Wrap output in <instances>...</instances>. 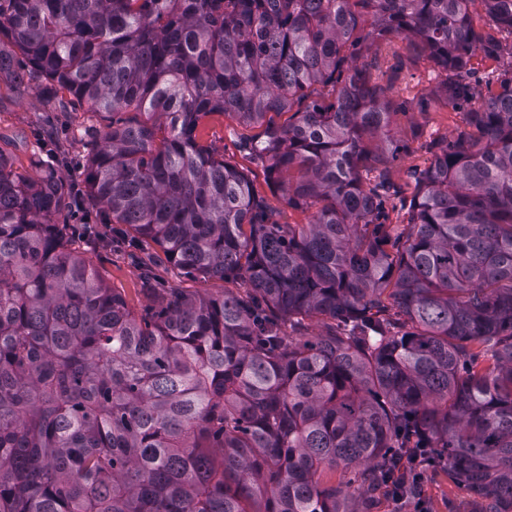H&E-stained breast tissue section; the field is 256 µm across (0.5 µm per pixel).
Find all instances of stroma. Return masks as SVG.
<instances>
[{"mask_svg":"<svg viewBox=\"0 0 512 512\" xmlns=\"http://www.w3.org/2000/svg\"><path fill=\"white\" fill-rule=\"evenodd\" d=\"M356 63L370 84L384 88L396 109L390 135L400 150L381 171L398 190L397 195L384 202L387 221L402 225L409 219L415 178L428 167L435 144L468 134L465 109L449 104L440 88V69L416 39L391 35L367 40L359 48ZM68 98V93L51 88L20 98L10 78L0 76V149L11 156L19 171L36 176L32 160L39 152L38 139L43 135H55L59 150L74 164L84 165L94 152L95 141L89 130L100 125L101 118L88 105H69ZM258 133V128L240 124L230 115L215 114L199 125L197 137L201 144L216 149L226 162L247 174L269 219L281 224L308 223L309 212L292 208L274 192L264 164L250 153L248 146ZM96 220L93 209L65 211L54 218L55 223L67 225L71 248L81 253L136 313L153 306V290L157 287H176L190 294H223L224 282L180 276L165 265L156 266L154 287L146 289L138 267L125 254L95 248L80 238L83 223ZM421 481L420 497L403 502L393 501L385 490L376 491L374 512H475L474 497L454 481L446 468L423 469Z\"/></svg>","mask_w":512,"mask_h":512,"instance_id":"stroma-1","label":"stroma"}]
</instances>
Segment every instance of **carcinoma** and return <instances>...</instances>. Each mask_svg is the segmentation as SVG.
<instances>
[{
	"label": "carcinoma",
	"instance_id": "obj_1",
	"mask_svg": "<svg viewBox=\"0 0 512 512\" xmlns=\"http://www.w3.org/2000/svg\"><path fill=\"white\" fill-rule=\"evenodd\" d=\"M472 2L0 0L17 93L112 115L85 192L0 150V512H373L425 464L512 512V69L415 178L408 224L362 176L399 146L361 40H418L468 103L473 58L502 53ZM482 2L512 35V0ZM317 84L334 101L307 102ZM216 113L263 128L251 151L308 223L266 219L199 144ZM85 207L145 281L166 262L243 292L137 315L53 222Z\"/></svg>",
	"mask_w": 512,
	"mask_h": 512
}]
</instances>
